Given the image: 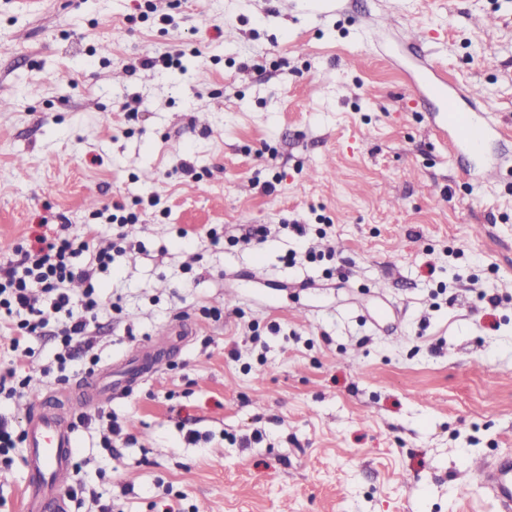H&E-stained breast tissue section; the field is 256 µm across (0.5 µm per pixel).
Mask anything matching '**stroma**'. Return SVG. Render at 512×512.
<instances>
[{
	"label": "stroma",
	"mask_w": 512,
	"mask_h": 512,
	"mask_svg": "<svg viewBox=\"0 0 512 512\" xmlns=\"http://www.w3.org/2000/svg\"><path fill=\"white\" fill-rule=\"evenodd\" d=\"M427 62L484 88L511 134L498 180L413 104ZM0 99V258L136 216L98 279L99 365L188 331L85 406L131 440L113 458L78 428L97 497L69 512H497L473 466L512 453V0H0Z\"/></svg>",
	"instance_id": "stroma-1"
}]
</instances>
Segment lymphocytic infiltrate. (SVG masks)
<instances>
[{"label":"lymphocytic infiltrate","instance_id":"lymphocytic-infiltrate-1","mask_svg":"<svg viewBox=\"0 0 512 512\" xmlns=\"http://www.w3.org/2000/svg\"><path fill=\"white\" fill-rule=\"evenodd\" d=\"M98 234L96 225L87 224L78 236L55 235L39 237L38 247L16 246L10 256L0 261V312L8 323V341L19 349L32 335L40 334L49 320L46 310L64 313L66 320L59 330L61 351L59 364L80 361L97 365L99 357L89 337L103 303L96 293L97 273L109 269L110 249L95 252L92 261L83 267L75 266L74 256L89 250ZM82 280L81 295H73L69 283Z\"/></svg>","mask_w":512,"mask_h":512}]
</instances>
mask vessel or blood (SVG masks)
<instances>
[{"mask_svg": "<svg viewBox=\"0 0 512 512\" xmlns=\"http://www.w3.org/2000/svg\"><path fill=\"white\" fill-rule=\"evenodd\" d=\"M411 88L414 97L431 106L433 124L452 149L470 158V168L478 179L488 182L497 178L500 164L490 158L488 150L500 129L488 99L449 85L431 66L412 80ZM124 363L107 388H100L97 378L91 376L81 379L78 389L97 397L119 396L161 368L146 350L138 358H125ZM25 438L28 479L23 491L24 512H65L75 437L72 420L58 409L54 393H47L30 411ZM477 475L481 486L497 501L499 512H512V455L483 461Z\"/></svg>", "mask_w": 512, "mask_h": 512, "instance_id": "b4317fda", "label": "vessel or blood"}]
</instances>
